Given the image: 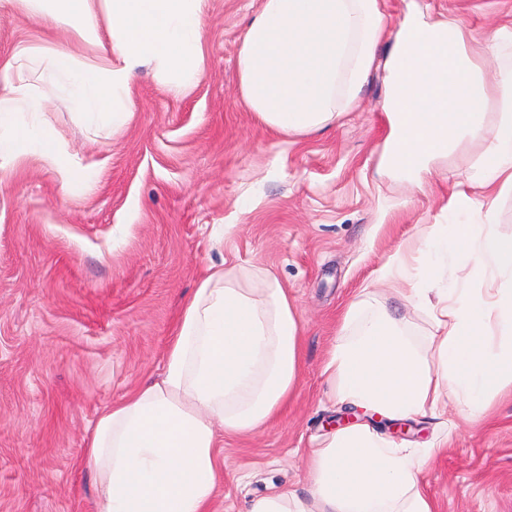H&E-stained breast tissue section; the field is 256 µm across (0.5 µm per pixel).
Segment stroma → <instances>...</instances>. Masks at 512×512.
Listing matches in <instances>:
<instances>
[{"label": "stroma", "mask_w": 512, "mask_h": 512, "mask_svg": "<svg viewBox=\"0 0 512 512\" xmlns=\"http://www.w3.org/2000/svg\"><path fill=\"white\" fill-rule=\"evenodd\" d=\"M260 0H209L206 78L167 93L153 65L132 79L134 120L96 125L58 88L50 48L98 57L72 26L0 7V58L18 44L41 111L30 125L72 156L67 174L29 155L0 162V512H99L86 439L99 414L160 378L184 301L208 266L277 277L302 324V371L285 413L224 440L216 512H247L276 487L306 492L304 456L340 410L322 366L339 315L403 239L444 222L450 194L483 161L463 142L421 187L381 176L388 125L381 71L357 106L309 136L284 137L244 106L237 51ZM463 19L470 48L512 21V0H430ZM439 512H512V398L458 420L423 474Z\"/></svg>", "instance_id": "stroma-1"}]
</instances>
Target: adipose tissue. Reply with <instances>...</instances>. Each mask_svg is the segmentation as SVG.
<instances>
[{
  "instance_id": "ef3b65f1",
  "label": "adipose tissue",
  "mask_w": 512,
  "mask_h": 512,
  "mask_svg": "<svg viewBox=\"0 0 512 512\" xmlns=\"http://www.w3.org/2000/svg\"><path fill=\"white\" fill-rule=\"evenodd\" d=\"M40 19L101 41L94 0H25ZM110 45L92 61L53 49L50 65L86 121L134 116L132 76L155 65L173 95L207 75L202 37L207 0H101ZM393 46L377 50L385 37ZM453 18L436 19L406 0L388 29L382 0H260L242 35L237 69L242 98L257 120L286 136L319 132L356 107L374 68L384 72L389 133L385 174L420 183L431 161L457 143L485 146L480 195L451 193L445 223L401 242L377 271L399 283L431 326L415 340L370 288L344 312L323 375L342 405L388 420L484 412L512 387V235L494 218L512 196V23L488 36L483 55ZM29 47L0 61V159L38 154L65 170L66 148L23 120L39 105L17 83ZM470 269V277L459 272ZM301 322L270 272L212 268L180 312L159 380L99 415L86 442L101 512H212L224 481L225 436L279 417L300 377ZM439 444L404 448L367 423L339 429L309 450L308 495L276 488L248 512H438L422 474Z\"/></svg>"
}]
</instances>
